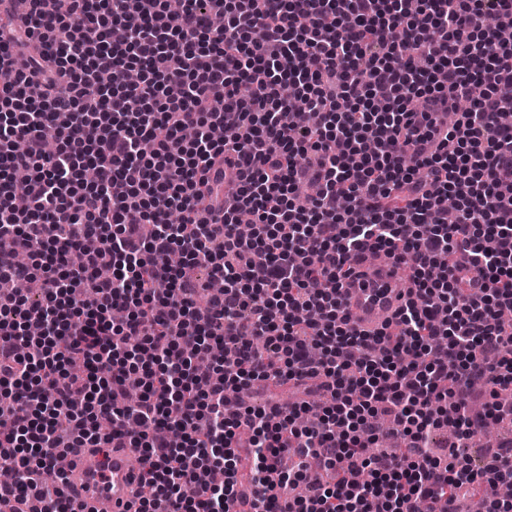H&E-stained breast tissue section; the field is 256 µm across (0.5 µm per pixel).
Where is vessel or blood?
Instances as JSON below:
<instances>
[{"instance_id":"vessel-or-blood-1","label":"vessel or blood","mask_w":512,"mask_h":512,"mask_svg":"<svg viewBox=\"0 0 512 512\" xmlns=\"http://www.w3.org/2000/svg\"><path fill=\"white\" fill-rule=\"evenodd\" d=\"M410 277V268L389 261L360 264L341 290L350 324L367 334L384 329L406 296ZM70 456L69 479L77 512H127L138 488L137 452L106 447L94 465L85 461L82 449H71Z\"/></svg>"}]
</instances>
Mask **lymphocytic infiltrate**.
<instances>
[{
  "mask_svg": "<svg viewBox=\"0 0 512 512\" xmlns=\"http://www.w3.org/2000/svg\"><path fill=\"white\" fill-rule=\"evenodd\" d=\"M504 29L512 0H25L0 24L31 48L0 58V447L23 475L0 504L75 512L57 459L106 441L176 512H230L240 492L264 512H419L476 491L512 512V443L477 469L457 445L512 422ZM129 67L139 81L102 83ZM441 96L444 142L410 152L411 101ZM381 252L416 292L368 335L339 288ZM133 375L138 402L115 407ZM268 380L301 400L229 407L226 389ZM284 480L306 494L282 500Z\"/></svg>",
  "mask_w": 512,
  "mask_h": 512,
  "instance_id": "1",
  "label": "lymphocytic infiltrate"
}]
</instances>
